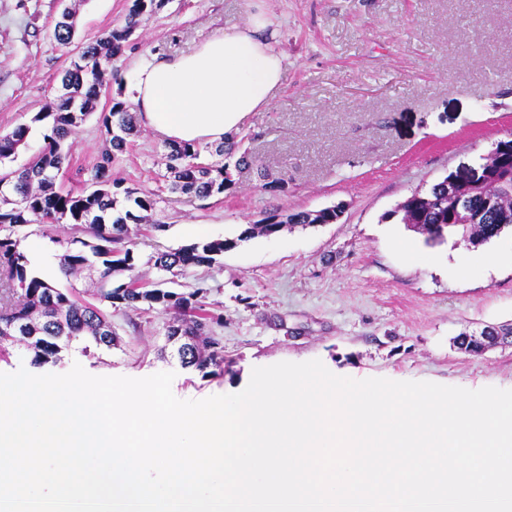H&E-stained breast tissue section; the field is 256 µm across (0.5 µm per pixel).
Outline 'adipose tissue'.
<instances>
[{"label": "adipose tissue", "instance_id": "1", "mask_svg": "<svg viewBox=\"0 0 512 512\" xmlns=\"http://www.w3.org/2000/svg\"><path fill=\"white\" fill-rule=\"evenodd\" d=\"M270 25L264 12H252L190 53L139 62L131 91L143 125L170 143L212 145L230 139L251 113L270 109L284 71Z\"/></svg>", "mask_w": 512, "mask_h": 512}]
</instances>
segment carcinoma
Here are the masks:
<instances>
[{
	"instance_id": "cac0c4a2",
	"label": "carcinoma",
	"mask_w": 512,
	"mask_h": 512,
	"mask_svg": "<svg viewBox=\"0 0 512 512\" xmlns=\"http://www.w3.org/2000/svg\"><path fill=\"white\" fill-rule=\"evenodd\" d=\"M162 0H133L126 23L111 28L96 39L71 49L74 26L55 22L52 35L68 55L69 64L61 78V93L44 112L0 134V166L14 160L27 146L31 125L51 121L44 134L45 146L26 166L17 171L3 170L0 183L8 184L10 194L0 195V354L6 345L22 343L34 351L33 365H57L61 361L60 341L85 339L96 347L112 348L117 333L112 327V311L142 306L170 316L166 323L167 341L178 344L177 354L183 368H192L208 376V369L224 370V346L214 334L222 316L209 308L204 291L176 292L156 283L145 286L135 278L114 284V278L135 268L137 255L128 223H140L155 199L136 196L134 190L121 188L112 178V152L123 151L127 137L135 132L133 113L123 102L112 104L102 116L109 136V147L91 174L93 189L76 194L56 186L61 168V145L74 137L95 108L105 77L112 74V63L141 18L160 8ZM169 164L164 174L172 192L207 199L235 185L228 167L210 166L199 161L201 147L191 144H166ZM237 171H253L264 188L281 189L284 180L275 178L260 160L243 152L235 161ZM474 178L458 187L462 202L471 213V223H450L448 213L456 199L448 196V180L433 184L428 191L417 192L400 206L403 216H412L420 225L418 232L428 242H441L447 233H459L471 248L482 246L512 227V164L490 156L472 168ZM123 189L127 207H120L117 189ZM45 224H71L74 230L90 234L88 240L58 241L62 247L59 266L66 276L95 271L92 296L95 302H80L70 291H63L43 279L16 234V229L33 221ZM336 222V211H299L281 217L271 214L262 224H252L236 239H200L175 251L157 254L154 266L165 272L181 274L194 267H211L224 252L238 242L256 235L271 237L288 226L307 227Z\"/></svg>"
}]
</instances>
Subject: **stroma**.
Instances as JSON below:
<instances>
[{
  "label": "stroma",
  "instance_id": "1",
  "mask_svg": "<svg viewBox=\"0 0 512 512\" xmlns=\"http://www.w3.org/2000/svg\"><path fill=\"white\" fill-rule=\"evenodd\" d=\"M132 0H84L76 42L124 25ZM252 0H163L115 60L80 133L61 146L59 179L79 193L104 140L101 115L128 101L136 64L179 56L241 25ZM285 57L274 106L253 113L241 149L284 177L262 189L249 171L224 194L199 200L159 191L164 142L147 128L112 159V176L157 192L135 238V276L154 282L157 253L205 236L238 238L270 214L338 206L333 224L288 227L226 251L220 264L175 277L176 291L205 289L224 346V372L182 368L157 312L113 313L112 349L81 343L58 374L80 364L95 376L173 373L182 400L230 393L254 367L321 360L354 379L429 381L512 389V347L458 349L462 333L512 324V263L477 273L480 253L512 249V231L466 248L435 245L401 221L399 206L449 172L473 166L512 132V0H261ZM60 0H0V133L31 124L58 93L66 56L52 36Z\"/></svg>",
  "mask_w": 512,
  "mask_h": 512
}]
</instances>
